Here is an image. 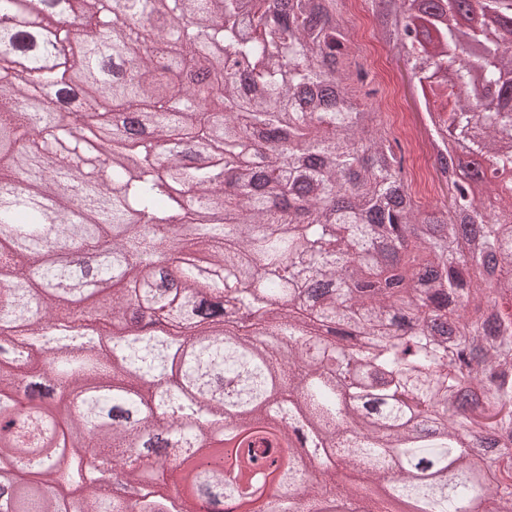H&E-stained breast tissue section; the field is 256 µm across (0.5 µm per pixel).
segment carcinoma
I'll return each mask as SVG.
<instances>
[{
  "mask_svg": "<svg viewBox=\"0 0 512 512\" xmlns=\"http://www.w3.org/2000/svg\"><path fill=\"white\" fill-rule=\"evenodd\" d=\"M466 1L492 37L459 23ZM240 2L77 0L78 33L0 27V512H249L282 448L296 489L299 450L419 512L512 487V222L462 197L446 150L512 170L491 92L512 89V0H396L381 20L441 102L448 196L428 206L347 87L336 0ZM147 44L161 58L125 68ZM204 61L215 78L190 82ZM210 435L230 470L198 463ZM170 456L168 496L147 476ZM313 500L342 512L330 484Z\"/></svg>",
  "mask_w": 512,
  "mask_h": 512,
  "instance_id": "cac0c4a2",
  "label": "carcinoma"
}]
</instances>
